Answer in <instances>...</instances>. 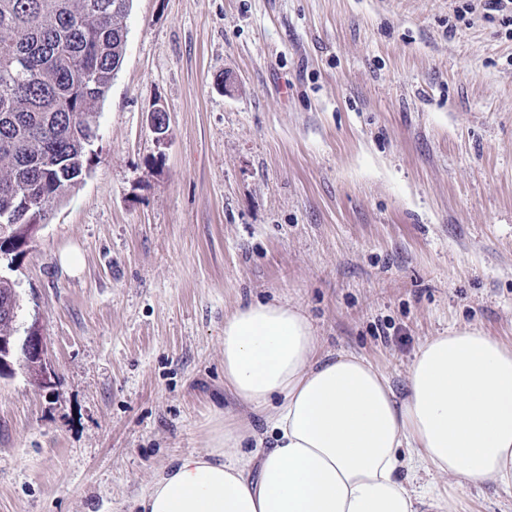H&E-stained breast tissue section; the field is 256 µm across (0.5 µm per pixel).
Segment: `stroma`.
Instances as JSON below:
<instances>
[{"label": "stroma", "instance_id": "1", "mask_svg": "<svg viewBox=\"0 0 512 512\" xmlns=\"http://www.w3.org/2000/svg\"><path fill=\"white\" fill-rule=\"evenodd\" d=\"M92 170L8 277L53 384L0 379V512H138L260 419L224 319L299 305L402 387L465 326L512 343V24L483 0H133ZM232 82L225 92L224 82ZM168 116L156 139L148 114ZM78 252L80 274L59 264ZM457 512H512L489 485Z\"/></svg>", "mask_w": 512, "mask_h": 512}]
</instances>
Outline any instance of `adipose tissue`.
Returning <instances> with one entry per match:
<instances>
[{"label":"adipose tissue","instance_id":"adipose-tissue-1","mask_svg":"<svg viewBox=\"0 0 512 512\" xmlns=\"http://www.w3.org/2000/svg\"><path fill=\"white\" fill-rule=\"evenodd\" d=\"M224 383L264 429L225 420L154 474L142 512H455L452 488L486 482L512 498V344L483 330L426 338L399 393L325 351L300 307L249 301L224 319ZM407 450L446 491L417 487Z\"/></svg>","mask_w":512,"mask_h":512}]
</instances>
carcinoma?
I'll return each instance as SVG.
<instances>
[{
	"mask_svg": "<svg viewBox=\"0 0 512 512\" xmlns=\"http://www.w3.org/2000/svg\"><path fill=\"white\" fill-rule=\"evenodd\" d=\"M133 0H0V241L15 257L89 174L98 109L124 57ZM19 296L0 276V338Z\"/></svg>",
	"mask_w": 512,
	"mask_h": 512,
	"instance_id": "carcinoma-1",
	"label": "carcinoma"
}]
</instances>
